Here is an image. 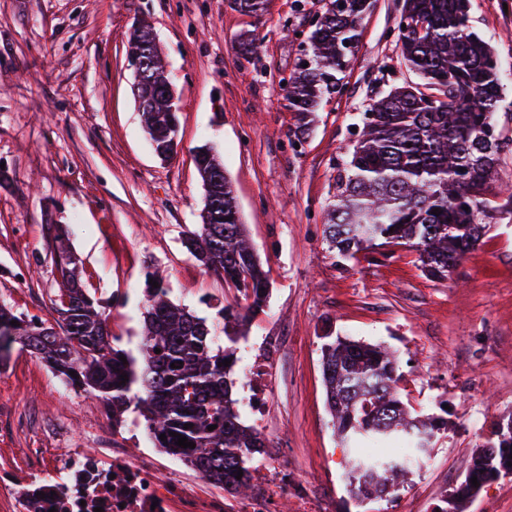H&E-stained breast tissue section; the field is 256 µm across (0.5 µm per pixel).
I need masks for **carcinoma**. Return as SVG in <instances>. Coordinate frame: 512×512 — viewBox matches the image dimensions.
I'll list each match as a JSON object with an SVG mask.
<instances>
[{
	"mask_svg": "<svg viewBox=\"0 0 512 512\" xmlns=\"http://www.w3.org/2000/svg\"><path fill=\"white\" fill-rule=\"evenodd\" d=\"M329 0L321 24L308 36V67L289 76V108L301 115L316 110L324 94L336 89L361 32L360 19L372 0ZM401 13L422 28L396 25L407 68L424 85L406 82L379 97L367 110L360 138L345 174L325 234L338 255L353 258L367 246L408 244L419 252L425 274L445 279L489 230L479 215L512 208V189L499 203L486 197L487 183L512 138L502 137L495 120L500 98L499 61L493 48L469 26V0H403ZM174 89L147 88L139 98L155 150L173 149L178 129L171 111ZM200 177L220 167L205 146L196 152ZM213 208H202L201 224L187 248L203 268L224 278L248 302L262 308L264 270L250 244L229 181L220 176ZM441 214H433V209ZM47 241L59 288L54 299L56 325H30L0 305V360L14 345L45 360L77 394L93 396L112 410V424L135 410L154 435L157 447L178 456L205 480L235 495L249 487L264 437L241 423L232 398L234 349L214 347L206 322L173 303L161 277L146 284L147 305L141 360L115 342L106 306L82 284L69 237L47 225ZM17 321L12 325L11 321ZM160 353H155V349ZM322 369L327 405L341 444L397 439L427 448L435 426L400 398L399 366L383 347L335 338L323 344ZM75 375H70V372ZM126 379H120V376ZM190 428H184V425ZM216 429L210 431L208 426ZM184 436L195 448L176 445ZM166 439H160V435ZM512 454V417L476 449L465 476L496 479L500 455ZM398 462L354 460L349 485L360 500L389 495L393 481L374 471L399 473ZM241 479H236L238 472Z\"/></svg>",
	"mask_w": 512,
	"mask_h": 512,
	"instance_id": "cac0c4a2",
	"label": "carcinoma"
}]
</instances>
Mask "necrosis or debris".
Masks as SVG:
<instances>
[{"label": "necrosis or debris", "mask_w": 512, "mask_h": 512, "mask_svg": "<svg viewBox=\"0 0 512 512\" xmlns=\"http://www.w3.org/2000/svg\"><path fill=\"white\" fill-rule=\"evenodd\" d=\"M65 485V497H57V485ZM15 493V502L25 512H173L182 504L184 512H227L218 497L206 502L170 466L165 481H158L153 462L145 457L129 459L121 448L108 454L71 452L59 465L40 471L33 487L14 489L7 472L0 470V493Z\"/></svg>", "instance_id": "4bbe7bcc"}]
</instances>
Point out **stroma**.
Instances as JSON below:
<instances>
[{
    "label": "stroma",
    "instance_id": "stroma-1",
    "mask_svg": "<svg viewBox=\"0 0 512 512\" xmlns=\"http://www.w3.org/2000/svg\"><path fill=\"white\" fill-rule=\"evenodd\" d=\"M327 0H266L244 14L228 0H0V304L57 314L58 280L45 227L64 225L82 281L110 300L108 325L137 352L143 284L159 273L171 300L223 328L219 307L236 289L208 273L183 244L200 224L204 187L195 164L208 146L232 185L267 274L257 315L237 328L233 397L242 421L249 354L264 357L269 397L266 455L281 460L288 490L272 512H441L475 448L512 414V212L491 227L446 279L427 277L407 245L370 246L342 258L324 234L336 181L361 115L392 86L414 80L393 28L402 0H373L360 43L335 92L301 128L281 84L308 48ZM151 26L178 98L177 153L157 157L128 63L134 23ZM469 25L501 65L497 125L512 137V0H470ZM250 36L254 55L240 52ZM29 225L28 248L15 227ZM347 337L390 349L399 392L444 425L399 497L355 498L326 405L323 343ZM11 392L0 401V468H21L27 449L60 457L101 447L170 457L135 412L104 421L101 401L76 395L45 362L12 350L0 363ZM463 512H512V478L486 483Z\"/></svg>",
    "mask_w": 512,
    "mask_h": 512
}]
</instances>
